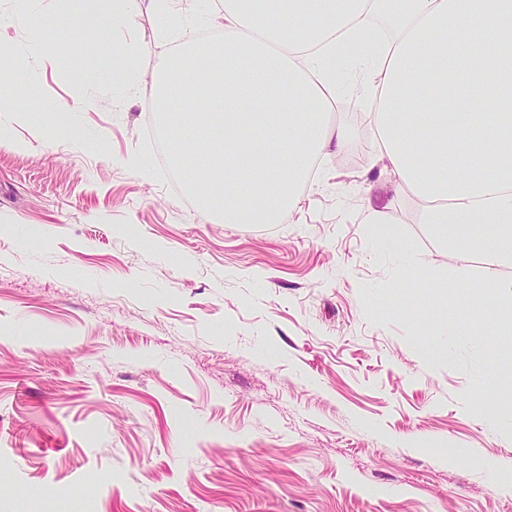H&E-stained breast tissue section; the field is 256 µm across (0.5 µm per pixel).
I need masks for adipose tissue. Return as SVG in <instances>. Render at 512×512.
<instances>
[{
	"label": "adipose tissue",
	"instance_id": "adipose-tissue-1",
	"mask_svg": "<svg viewBox=\"0 0 512 512\" xmlns=\"http://www.w3.org/2000/svg\"><path fill=\"white\" fill-rule=\"evenodd\" d=\"M377 16L393 27L382 42ZM89 18L109 32L128 21L127 0H63L52 23L76 31ZM209 22L220 40L184 26L181 53L156 70L172 161L198 162L204 208L228 224L287 223L316 165L349 147L326 121L346 91L369 106L397 189L460 263L487 254L496 287V265L512 264V0H222ZM180 70L196 76L180 87L196 108L175 118L165 103Z\"/></svg>",
	"mask_w": 512,
	"mask_h": 512
}]
</instances>
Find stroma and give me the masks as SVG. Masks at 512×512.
Listing matches in <instances>:
<instances>
[{
  "mask_svg": "<svg viewBox=\"0 0 512 512\" xmlns=\"http://www.w3.org/2000/svg\"><path fill=\"white\" fill-rule=\"evenodd\" d=\"M53 9L5 28L44 115L6 127L27 152L0 142V512H512V384L472 407L495 358L460 338L512 330V264L487 322L486 256L462 294L349 94L327 121L352 146L290 223L188 205L146 109L178 38L163 7L131 0L130 24L75 51ZM121 43L140 50L127 86L109 74ZM90 74L76 133L51 125ZM132 152L151 179L122 165ZM371 199L383 223H366Z\"/></svg>",
  "mask_w": 512,
  "mask_h": 512,
  "instance_id": "obj_1",
  "label": "stroma"
}]
</instances>
